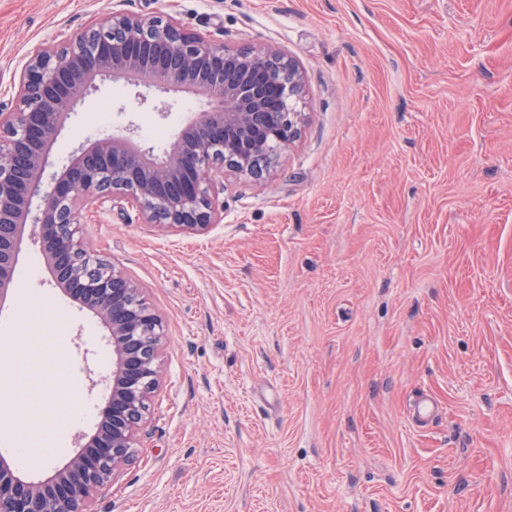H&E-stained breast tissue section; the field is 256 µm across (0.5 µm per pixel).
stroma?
<instances>
[{"label":"stroma","mask_w":512,"mask_h":512,"mask_svg":"<svg viewBox=\"0 0 512 512\" xmlns=\"http://www.w3.org/2000/svg\"><path fill=\"white\" fill-rule=\"evenodd\" d=\"M271 45L306 73L308 121L264 180L226 178L224 221L164 232L117 213L81 227L166 326L137 452L95 512H512V0H0V103L36 45L114 10ZM100 84L51 157L103 130L168 149L167 116ZM108 106L109 127L98 125ZM0 337L42 300L58 372L31 390L52 466L92 432L112 346L25 232ZM440 408L415 427L418 392Z\"/></svg>","instance_id":"35a3bbf8"}]
</instances>
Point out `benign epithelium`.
Instances as JSON below:
<instances>
[{"mask_svg":"<svg viewBox=\"0 0 512 512\" xmlns=\"http://www.w3.org/2000/svg\"><path fill=\"white\" fill-rule=\"evenodd\" d=\"M123 78L156 94L195 93L202 111L158 155L128 127L82 145L50 171V148L84 96ZM305 73L279 49L230 46L185 28L171 14L114 10L63 41L35 47L0 106V306L13 294L22 228L38 229L57 282L91 311L112 340V394L94 433L44 480L0 458V512H94L137 452L161 377L162 317L124 271L90 250L87 209H137L141 223L201 233L224 221L216 178L274 175L279 150L298 141Z\"/></svg>","mask_w":512,"mask_h":512,"instance_id":"benign-epithelium-1","label":"benign epithelium"}]
</instances>
